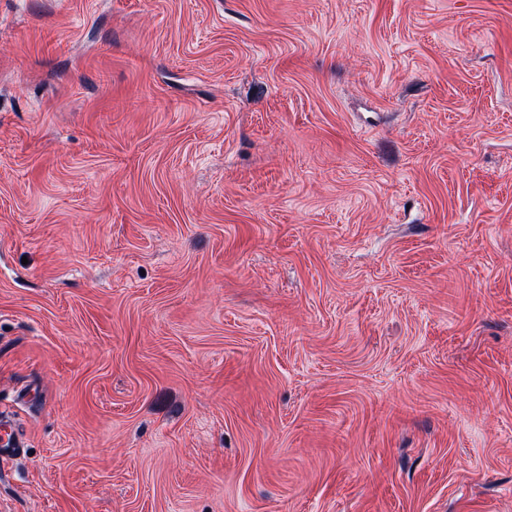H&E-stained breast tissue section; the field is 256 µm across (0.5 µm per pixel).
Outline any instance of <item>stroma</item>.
Segmentation results:
<instances>
[{
    "label": "stroma",
    "mask_w": 512,
    "mask_h": 512,
    "mask_svg": "<svg viewBox=\"0 0 512 512\" xmlns=\"http://www.w3.org/2000/svg\"><path fill=\"white\" fill-rule=\"evenodd\" d=\"M0 512H512V0H0ZM24 447V442L19 436L13 424L4 422L0 423V458L5 460L10 455L16 453L20 448Z\"/></svg>",
    "instance_id": "stroma-1"
}]
</instances>
